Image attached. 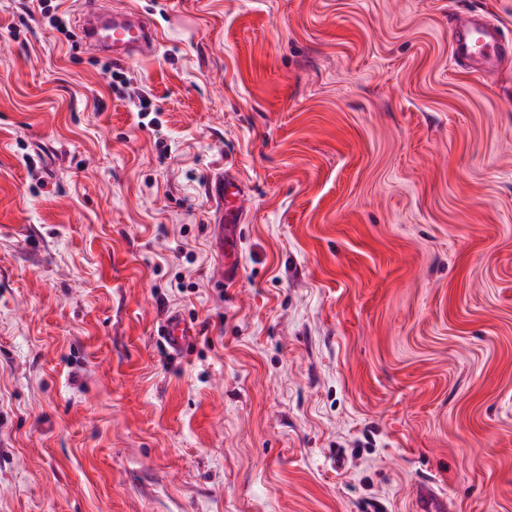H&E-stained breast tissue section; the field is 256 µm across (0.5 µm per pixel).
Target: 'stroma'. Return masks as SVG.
<instances>
[{"label":"stroma","mask_w":512,"mask_h":512,"mask_svg":"<svg viewBox=\"0 0 512 512\" xmlns=\"http://www.w3.org/2000/svg\"><path fill=\"white\" fill-rule=\"evenodd\" d=\"M83 2L0 0V512H512V0H117L120 92ZM78 20L82 46L114 62L150 54L159 44L157 28L134 8L114 10L109 1H97ZM452 58L472 75H483L504 61V32L500 25L481 15L456 19L451 31ZM208 190L218 210L219 224H240L243 213L237 200L242 191L238 182L230 175L218 173L211 178ZM162 334L173 348L181 349L195 336V330L181 316L172 314L165 319Z\"/></svg>","instance_id":"1"}]
</instances>
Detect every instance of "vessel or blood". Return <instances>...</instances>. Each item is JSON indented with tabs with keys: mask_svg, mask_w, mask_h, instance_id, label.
<instances>
[{
	"mask_svg": "<svg viewBox=\"0 0 512 512\" xmlns=\"http://www.w3.org/2000/svg\"><path fill=\"white\" fill-rule=\"evenodd\" d=\"M82 46L91 54L105 55L121 63L136 56L152 53L159 43V32L139 10L112 9L109 0H96L94 6L79 17ZM452 58L465 71L483 75L504 61V32L500 25L480 15L457 18L452 31ZM209 194L216 205L220 223H240L242 213L237 201L242 194L238 182L227 174L212 177ZM163 336L176 349L183 348L195 334L181 316H167Z\"/></svg>",
	"mask_w": 512,
	"mask_h": 512,
	"instance_id": "obj_1",
	"label": "vessel or blood"
}]
</instances>
